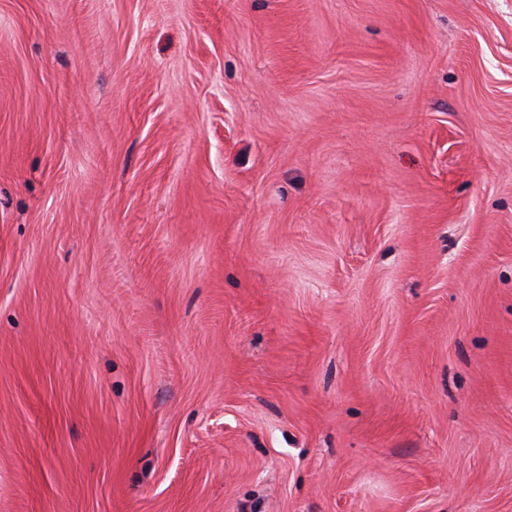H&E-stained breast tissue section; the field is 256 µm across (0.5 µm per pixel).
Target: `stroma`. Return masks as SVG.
<instances>
[{"label":"stroma","mask_w":512,"mask_h":512,"mask_svg":"<svg viewBox=\"0 0 512 512\" xmlns=\"http://www.w3.org/2000/svg\"><path fill=\"white\" fill-rule=\"evenodd\" d=\"M0 512H512V0H0Z\"/></svg>","instance_id":"1"}]
</instances>
